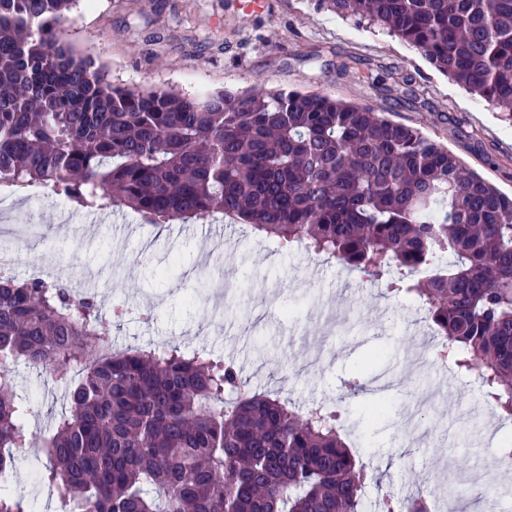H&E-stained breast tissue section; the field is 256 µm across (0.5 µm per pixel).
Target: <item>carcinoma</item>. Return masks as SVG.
Listing matches in <instances>:
<instances>
[{
    "label": "carcinoma",
    "instance_id": "obj_1",
    "mask_svg": "<svg viewBox=\"0 0 512 512\" xmlns=\"http://www.w3.org/2000/svg\"><path fill=\"white\" fill-rule=\"evenodd\" d=\"M76 0H0V194L48 188L150 225L219 216L425 305L436 356L512 419V196L366 104L256 86L202 99L114 86L62 34ZM379 26L512 120V0H318ZM417 97L413 78L388 71ZM450 262L442 264V258ZM96 298L0 279V359L41 366L69 410L38 441L0 365V512L14 449H42L55 512H357L366 480L340 423L248 389L232 362L109 348ZM431 495L381 512H432Z\"/></svg>",
    "mask_w": 512,
    "mask_h": 512
}]
</instances>
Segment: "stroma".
Listing matches in <instances>:
<instances>
[{"mask_svg": "<svg viewBox=\"0 0 512 512\" xmlns=\"http://www.w3.org/2000/svg\"><path fill=\"white\" fill-rule=\"evenodd\" d=\"M65 29L119 86L202 98L259 82L370 105L447 146L512 195V124L499 110L448 81L385 29L320 9L318 0H79ZM382 66L413 77L417 102L396 103L373 82ZM0 216L39 227L29 239L0 237V250L19 255L18 276L42 269L75 292L96 294L117 348L164 340L205 349L233 360L259 391L300 408L334 407L368 471V512H378L385 492L414 493L422 478L440 488L449 469L512 487V472L487 443L492 427L512 436V419L502 420L477 376L435 363L414 372L413 359L433 331L412 299L386 293L336 260L299 248L282 252L243 224L221 221L213 233L200 222L148 227L118 208L91 224L47 188L4 198ZM144 246L145 265H128ZM202 271L234 286L220 309L196 300ZM117 295L149 306L150 322L114 323ZM12 369L19 390L36 394L30 434H50L68 406L66 387L26 363ZM426 390L437 394L422 416L434 441L418 447L405 416L410 392ZM380 399L385 419L365 427V406ZM15 454L12 489L36 494V512H53L58 489L34 486L37 449Z\"/></svg>", "mask_w": 512, "mask_h": 512, "instance_id": "1", "label": "stroma"}]
</instances>
